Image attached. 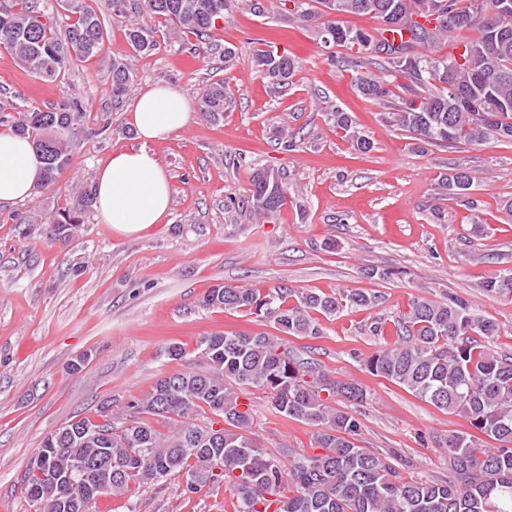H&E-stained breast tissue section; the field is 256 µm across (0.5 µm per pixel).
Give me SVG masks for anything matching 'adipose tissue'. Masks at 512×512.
Here are the masks:
<instances>
[{
	"instance_id": "obj_1",
	"label": "adipose tissue",
	"mask_w": 512,
	"mask_h": 512,
	"mask_svg": "<svg viewBox=\"0 0 512 512\" xmlns=\"http://www.w3.org/2000/svg\"><path fill=\"white\" fill-rule=\"evenodd\" d=\"M187 97L156 85L138 95L130 123L144 148L117 151L97 170L94 205L117 236L140 234L160 223L169 212L170 187L165 170L147 143L163 141L187 126ZM42 162L27 139L0 131V202L34 196Z\"/></svg>"
}]
</instances>
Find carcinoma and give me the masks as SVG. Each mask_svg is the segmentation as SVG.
<instances>
[{"mask_svg":"<svg viewBox=\"0 0 512 512\" xmlns=\"http://www.w3.org/2000/svg\"><path fill=\"white\" fill-rule=\"evenodd\" d=\"M148 15L169 21L181 33L210 35L224 18L229 0H142ZM496 0H318L325 11L294 3L305 22L323 26L327 44L357 50L378 60L392 78L403 77L408 97L388 104L390 81L370 73L355 80L364 97L386 106L384 123L427 145H481L512 141V10L504 16ZM72 21L58 30L55 15L39 0H13L0 10V48L14 55L33 77L55 82L70 64L97 56L104 30L96 10L84 0H67ZM369 15L382 27L368 33L344 17ZM459 30L477 35L456 42L463 53L439 55L438 44ZM399 39H392L389 34ZM140 54L156 49L153 32L136 25L127 34ZM257 66L273 84L286 87L299 68L283 53L259 50ZM131 74L120 63L112 72V97L123 98ZM232 101L224 79L209 84L198 99L202 118L215 123ZM354 149L367 153L371 141L346 112L328 113ZM85 118L83 107L64 101L44 110L27 105L14 116L0 112V124L32 139L44 161L36 192L57 183L72 165L67 134ZM255 170L247 203L259 216L277 213L288 202L282 181L268 183ZM473 184L464 170L445 178L450 195L464 196ZM479 287L512 300V270L495 273ZM381 296L359 290L327 295L283 285L253 288L216 285L202 306L244 312L276 330L204 336L197 349L208 369L162 374L151 390L117 409L107 401L97 418L69 421L43 439L21 482L33 512H90L99 488L123 495L171 476L185 481L184 492L210 493L221 485L235 500L232 512H512V356L491 348L499 335L494 319L475 314L462 300L437 303L415 297L395 326L399 342L365 360L373 376L407 389L415 397L464 419L472 432H452L439 440L448 452L451 477L429 481L403 475L380 455L358 445L361 424L351 411L336 409L341 396L363 400L357 382L331 376L316 363L291 353L284 337L322 336L317 313L336 316L349 308L371 309ZM249 388L265 391L273 410L319 426L314 437L321 454L284 448L273 454L254 438ZM212 415L196 423L200 414ZM220 428H215V425ZM165 427L161 431L158 426ZM496 445L478 446L480 437ZM53 471L68 485L40 483L33 465Z\"/></svg>","mask_w":512,"mask_h":512,"instance_id":"1","label":"carcinoma"}]
</instances>
